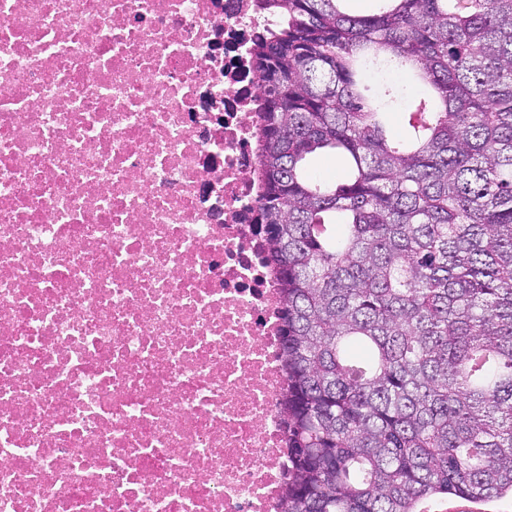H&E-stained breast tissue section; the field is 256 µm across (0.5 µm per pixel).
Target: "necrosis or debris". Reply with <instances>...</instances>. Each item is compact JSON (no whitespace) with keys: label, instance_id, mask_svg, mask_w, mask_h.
<instances>
[{"label":"necrosis or debris","instance_id":"necrosis-or-debris-1","mask_svg":"<svg viewBox=\"0 0 512 512\" xmlns=\"http://www.w3.org/2000/svg\"><path fill=\"white\" fill-rule=\"evenodd\" d=\"M255 0H0V512H289Z\"/></svg>","mask_w":512,"mask_h":512}]
</instances>
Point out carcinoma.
Here are the masks:
<instances>
[{
  "label": "carcinoma",
  "instance_id": "1",
  "mask_svg": "<svg viewBox=\"0 0 512 512\" xmlns=\"http://www.w3.org/2000/svg\"><path fill=\"white\" fill-rule=\"evenodd\" d=\"M345 2L256 0L290 512L512 497V0ZM363 67L403 83L373 99ZM310 171L326 181H335L344 174V163L340 156L334 154L320 155L310 163Z\"/></svg>",
  "mask_w": 512,
  "mask_h": 512
}]
</instances>
